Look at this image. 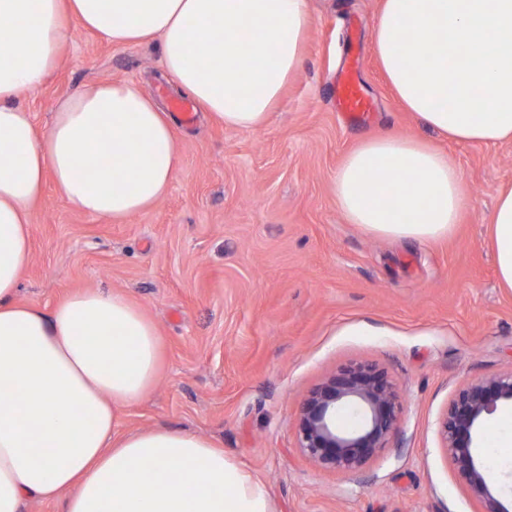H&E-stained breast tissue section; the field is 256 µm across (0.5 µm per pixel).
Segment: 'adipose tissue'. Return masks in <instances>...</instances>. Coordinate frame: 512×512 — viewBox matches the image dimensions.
I'll list each match as a JSON object with an SVG mask.
<instances>
[{"mask_svg": "<svg viewBox=\"0 0 512 512\" xmlns=\"http://www.w3.org/2000/svg\"><path fill=\"white\" fill-rule=\"evenodd\" d=\"M114 44L158 43L170 82L224 127H265L298 75L307 0H0V512H274L265 486L190 431L125 432L154 388L159 334L115 292L51 310L19 302L46 182L84 213L125 220L168 192L175 120L133 81L60 100L39 133L19 94L56 68L69 19ZM375 57L399 106L456 143L512 141V0H381ZM101 156L93 173L79 160ZM348 223L390 241L445 240L470 205L462 171L416 136H368L333 179ZM500 287L512 289V185L489 216Z\"/></svg>", "mask_w": 512, "mask_h": 512, "instance_id": "adipose-tissue-1", "label": "adipose tissue"}]
</instances>
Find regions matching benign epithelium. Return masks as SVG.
I'll return each instance as SVG.
<instances>
[{"label":"benign epithelium","instance_id":"7a95c632","mask_svg":"<svg viewBox=\"0 0 512 512\" xmlns=\"http://www.w3.org/2000/svg\"><path fill=\"white\" fill-rule=\"evenodd\" d=\"M506 401L512 402V371L459 389L438 420L441 448L481 512H506L473 453L480 422ZM346 405L363 416L360 427L348 430L339 423ZM401 409V397L384 371L370 365L347 367L315 388L304 402L297 421L298 448L325 469L354 473L384 447L397 429Z\"/></svg>","mask_w":512,"mask_h":512}]
</instances>
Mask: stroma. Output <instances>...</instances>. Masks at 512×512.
I'll return each mask as SVG.
<instances>
[{
    "label": "stroma",
    "mask_w": 512,
    "mask_h": 512,
    "mask_svg": "<svg viewBox=\"0 0 512 512\" xmlns=\"http://www.w3.org/2000/svg\"><path fill=\"white\" fill-rule=\"evenodd\" d=\"M380 0H309L302 68L269 124H178L181 158L165 197L120 222L90 216L47 184L31 216L18 298L49 310L71 292L118 291L156 325L155 387L123 430L186 429L214 441L266 487L275 512H478L442 451L437 422L455 392L512 370V290L499 287L488 217L512 182V142L451 143L392 97L371 29ZM372 103L351 121L335 102L350 58ZM128 79L173 111L184 95L156 45L121 46L71 23L56 69L23 91L39 131L59 99ZM423 135L460 168L471 204L455 234L392 242L348 223L332 180L365 136ZM351 364L383 370L403 399L397 430L359 471L321 468L298 448L310 392ZM477 457L512 503V450Z\"/></svg>",
    "instance_id": "obj_1"
}]
</instances>
